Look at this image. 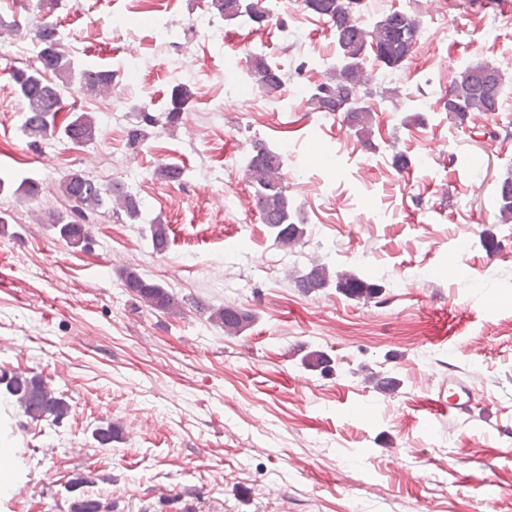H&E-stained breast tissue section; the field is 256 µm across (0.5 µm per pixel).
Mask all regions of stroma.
I'll use <instances>...</instances> for the list:
<instances>
[{
    "mask_svg": "<svg viewBox=\"0 0 512 512\" xmlns=\"http://www.w3.org/2000/svg\"><path fill=\"white\" fill-rule=\"evenodd\" d=\"M50 15L79 64L116 73L121 106L85 93L67 107L100 133L31 147L10 77L36 52L31 31L0 28V177L36 180L32 199L0 192V368L41 375L72 409L62 424L7 417L0 393V512H70L87 494L112 512H504L512 501V234L495 218L512 142L439 106L451 63L499 65L512 86V10L493 0H361L370 22L399 9L423 26L411 58L370 62L376 84L410 94L422 121L375 101L374 141L312 109L288 81L274 99L245 83L253 44L284 70L332 60L322 20L284 0L263 26L222 20L199 0H55ZM224 31L223 44L205 34ZM173 28L177 39L165 41ZM497 29L495 42L485 30ZM184 61L195 92L181 123L130 147L139 106L164 112ZM65 111L58 120H65ZM287 148L284 183L301 203V246L283 250L259 218L241 161L252 140ZM407 156L403 171L393 153ZM429 155L421 164V155ZM182 182L152 178L163 163ZM121 183L169 226L154 254L140 225H92L68 247L45 214L62 177ZM499 241L487 250L485 240ZM382 288L299 293L314 262ZM135 268L180 300L150 309L123 288ZM251 313L225 334L192 302ZM476 383L472 416L440 414L448 379ZM113 425L104 447L95 428Z\"/></svg>",
    "mask_w": 512,
    "mask_h": 512,
    "instance_id": "stroma-1",
    "label": "stroma"
}]
</instances>
